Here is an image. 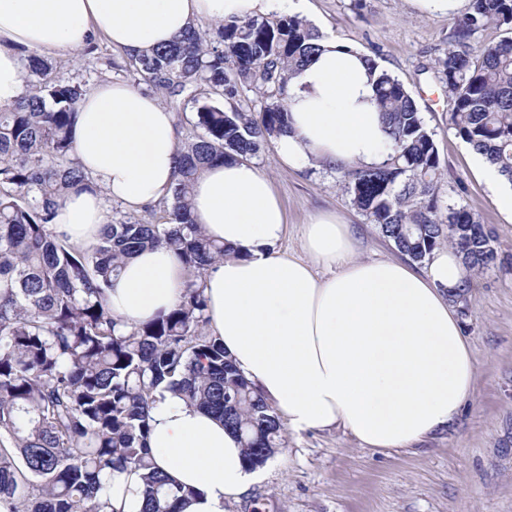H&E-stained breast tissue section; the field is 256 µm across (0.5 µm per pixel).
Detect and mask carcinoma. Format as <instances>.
<instances>
[{
  "label": "carcinoma",
  "mask_w": 512,
  "mask_h": 512,
  "mask_svg": "<svg viewBox=\"0 0 512 512\" xmlns=\"http://www.w3.org/2000/svg\"><path fill=\"white\" fill-rule=\"evenodd\" d=\"M490 25L512 28V0H470L436 71L456 134L512 183V35L476 45ZM322 39L297 15L233 18L130 60L138 83L192 109L197 133L179 143L175 185L157 221L109 218L86 245L57 235L53 221L58 196L92 188L73 141L89 86L63 79L53 59L28 56L26 93L0 108V501L10 512H110L112 479L124 472L141 480L143 512H181L193 492L162 475L149 448L164 391L236 433L253 468L283 447L281 416L207 331L197 280L225 249L194 222L189 194L205 167L248 159L285 130V75ZM246 84L266 97L257 119L224 106ZM376 97L389 153L379 167L344 172L352 205L413 262L446 241L467 272L487 267L495 251L479 216L440 204L439 153L415 99L386 70ZM157 246L192 281L176 308L128 330L107 289L127 259Z\"/></svg>",
  "instance_id": "cac0c4a2"
}]
</instances>
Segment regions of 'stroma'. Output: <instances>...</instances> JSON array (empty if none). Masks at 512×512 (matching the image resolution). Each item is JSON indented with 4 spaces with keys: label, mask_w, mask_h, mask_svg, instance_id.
I'll use <instances>...</instances> for the list:
<instances>
[{
    "label": "stroma",
    "mask_w": 512,
    "mask_h": 512,
    "mask_svg": "<svg viewBox=\"0 0 512 512\" xmlns=\"http://www.w3.org/2000/svg\"><path fill=\"white\" fill-rule=\"evenodd\" d=\"M300 14L322 33L363 49L411 92L433 135L443 171L439 195L459 201L491 231L497 259L471 277L457 308L476 359L475 390L458 423L399 450L361 447L342 428L286 431V446L224 512H512V219L502 214L479 156L448 123L435 60L450 45L451 18L419 15L408 0H302ZM60 75L132 82L125 59L99 41L95 53L61 56ZM288 218L282 251L301 255V228L333 210L353 224L364 259L397 257L355 209L339 179L280 164L273 146L254 158Z\"/></svg>",
    "instance_id": "35a3bbf8"
}]
</instances>
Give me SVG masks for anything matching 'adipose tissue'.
Wrapping results in <instances>:
<instances>
[{
  "instance_id": "ef3b65f1",
  "label": "adipose tissue",
  "mask_w": 512,
  "mask_h": 512,
  "mask_svg": "<svg viewBox=\"0 0 512 512\" xmlns=\"http://www.w3.org/2000/svg\"><path fill=\"white\" fill-rule=\"evenodd\" d=\"M301 0H0V107L25 93L30 53L72 55L105 39L131 57L170 43L202 21L295 13ZM285 85L288 128L274 142L283 166L341 172L383 164L389 137L366 53L333 39ZM76 157L90 190L58 201L54 230L91 242L108 202L140 210L170 194L179 133L159 97L100 80L79 105ZM191 214L223 243L222 262L200 279L209 328L241 373L290 429L341 427L360 445L402 449L451 427L473 391L476 361L453 302L466 279L455 250L424 268L358 259L350 224L321 211L304 224L305 257L279 251L285 210L251 161L207 167L191 189ZM189 281L164 248L126 261L107 295L133 327L175 308ZM157 468L194 497L183 512H224L257 480L223 422L164 392L153 410Z\"/></svg>"
}]
</instances>
